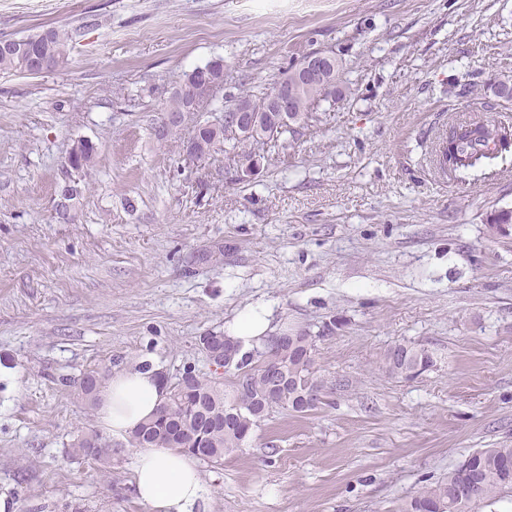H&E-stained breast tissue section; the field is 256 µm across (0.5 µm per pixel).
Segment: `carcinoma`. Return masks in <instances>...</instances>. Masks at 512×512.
Wrapping results in <instances>:
<instances>
[{
  "label": "carcinoma",
  "instance_id": "obj_1",
  "mask_svg": "<svg viewBox=\"0 0 512 512\" xmlns=\"http://www.w3.org/2000/svg\"><path fill=\"white\" fill-rule=\"evenodd\" d=\"M73 34L48 29L29 35L28 51L40 56H66ZM339 60L325 69L311 85L300 82L289 103V112H265L262 126H278L285 131L293 125L304 124L314 103L318 86L336 80ZM0 71L30 72L25 57L0 51ZM197 140L208 144L236 139L230 124L200 125L194 132ZM442 153L448 170L463 173L477 167L489 166L506 153L512 154V128L490 123L481 116L465 124L453 125L443 139ZM69 158L82 171L94 163V149L86 143L72 148ZM294 343L280 348L279 344L263 343L254 346L258 356H270L289 379L291 385L282 389L264 373L251 351L243 352L238 363L224 369V374L203 372L192 363H184L164 384L166 397L157 412L131 432L128 439L133 448H170L190 454L203 461L220 465L224 454L239 448L252 430L267 419L274 408L295 413L315 409L316 403L302 407L305 390L319 391L314 370L316 337L307 333L293 334ZM396 356H385L386 371L394 376L412 378L437 365L434 353L413 345L394 346ZM231 376L224 384V376ZM108 373L90 370L77 380L61 378V384L74 389L89 406L97 405L101 388L108 382ZM105 442L102 434L91 431L72 444L75 452L86 459L102 461L106 456L96 453L93 442ZM469 471L457 465L448 476L429 483L411 497L404 512H471L478 502L494 504L512 493V447L482 448L467 456ZM466 479L470 493L461 503L448 497V484Z\"/></svg>",
  "mask_w": 512,
  "mask_h": 512
}]
</instances>
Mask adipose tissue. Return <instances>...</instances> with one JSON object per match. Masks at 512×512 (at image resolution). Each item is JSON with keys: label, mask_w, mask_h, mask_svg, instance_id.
Segmentation results:
<instances>
[{"label": "adipose tissue", "mask_w": 512, "mask_h": 512, "mask_svg": "<svg viewBox=\"0 0 512 512\" xmlns=\"http://www.w3.org/2000/svg\"><path fill=\"white\" fill-rule=\"evenodd\" d=\"M165 399L154 371L129 368L107 382L98 416L112 434L123 436L150 418ZM139 499L152 512H194L205 494L196 460L168 448H142L135 454Z\"/></svg>", "instance_id": "adipose-tissue-1"}]
</instances>
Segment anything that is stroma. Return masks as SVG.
<instances>
[{
  "instance_id": "obj_1",
  "label": "stroma",
  "mask_w": 512,
  "mask_h": 512,
  "mask_svg": "<svg viewBox=\"0 0 512 512\" xmlns=\"http://www.w3.org/2000/svg\"><path fill=\"white\" fill-rule=\"evenodd\" d=\"M80 29L65 63L0 71V496L17 512H151L130 446L75 456L96 410L61 386L141 361L208 364L206 332L255 305L270 335L318 339L316 409H283L222 465L195 512H399L480 448L512 446V156L438 173L449 125L512 126V0H0V37ZM319 51L338 91L246 172L232 143L181 145ZM224 85L165 140L186 73ZM93 146L82 172L67 160ZM76 199L59 208L65 185ZM397 344L432 370L389 375Z\"/></svg>"
}]
</instances>
